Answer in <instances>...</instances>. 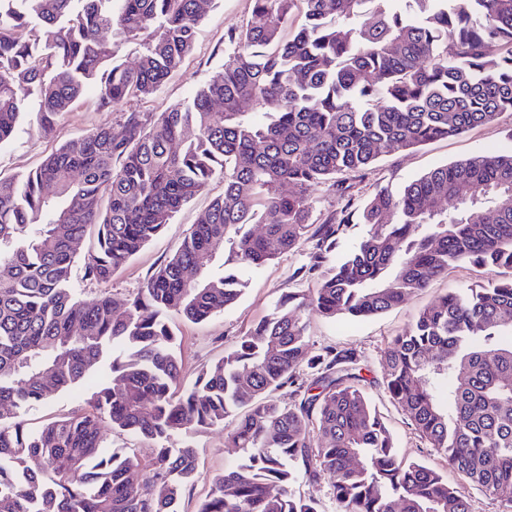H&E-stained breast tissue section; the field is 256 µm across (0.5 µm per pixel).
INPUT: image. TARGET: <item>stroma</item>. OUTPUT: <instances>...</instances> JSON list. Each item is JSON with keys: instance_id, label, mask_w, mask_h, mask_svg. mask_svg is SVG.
<instances>
[{"instance_id": "35a3bbf8", "label": "stroma", "mask_w": 512, "mask_h": 512, "mask_svg": "<svg viewBox=\"0 0 512 512\" xmlns=\"http://www.w3.org/2000/svg\"><path fill=\"white\" fill-rule=\"evenodd\" d=\"M251 18L250 0H213L199 24L194 47L181 68L173 73L160 91L151 97L127 104V111L140 114L142 119H156L161 112L189 101L207 78L220 68L231 50L228 36ZM120 111L100 106L95 89H88L71 111L58 116L51 134L42 135L20 127L14 139L0 147V176L9 178L36 169L47 156L62 144L99 127L121 134ZM512 150V112L502 113L490 124L466 133L441 139L420 148L406 151L389 150L380 156L374 167L361 179L350 181L345 192L322 186L313 193L314 224L339 222L345 205H360L376 190L398 191L405 184L438 166L462 160L483 152ZM224 194V183L216 179L183 206L171 224L138 254L112 275L107 286L85 280L82 267H75L72 280L76 296L89 300L107 290L117 303H125L141 288L145 279L180 246L184 236L209 208ZM313 250L312 241H305L295 251L281 255L272 263L246 273L248 286L229 309L214 315L202 324H193L179 316L171 321L178 337L176 353L182 361L185 382H192L198 370L223 357L241 336L263 318L270 315L280 297L288 291L309 293L312 278L298 277V269L307 264ZM488 270L462 265L437 279L429 288L414 295L403 305L384 314L359 321L330 320L316 313L306 315L310 354L328 350H351L359 359L365 379L364 390L371 402L386 419L401 457L423 465L440 468L443 460L426 448L404 416L393 406L381 385L384 373L382 360L389 341L417 316L418 312L452 288H468L490 279ZM87 388L51 395L45 403L21 411L26 430L34 431L44 424L83 411ZM184 442L198 451L197 476L179 503V512H196L208 495L212 479L225 469L236 466L242 453L224 445V430L220 427L202 429L184 435Z\"/></svg>"}]
</instances>
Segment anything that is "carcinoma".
<instances>
[{"mask_svg":"<svg viewBox=\"0 0 512 512\" xmlns=\"http://www.w3.org/2000/svg\"><path fill=\"white\" fill-rule=\"evenodd\" d=\"M210 0H0V146L47 133L95 84L118 108L155 94L191 52ZM224 65L152 125L70 140L0 178V512H177L198 453L183 433L225 426L241 462L197 512H321L290 487L329 479L339 512H470L448 473L512 512V151L438 166L361 206L365 237L335 264L339 224L311 192L343 191L388 148L411 150L512 112V0H251ZM54 28L39 43L37 28ZM110 37H103V32ZM138 46L129 66L120 48ZM216 199L119 306L105 284L215 178ZM291 191H283V187ZM448 202L453 210L442 207ZM95 229L92 251L79 244ZM313 240V294L290 292L182 385L169 318L203 323L259 269ZM224 274L210 275L217 255ZM461 263L495 278L446 293L389 343L383 386L444 470L404 460L354 353L308 356L304 314L359 320L400 306ZM88 410L29 433L20 410L79 386ZM312 370L299 380L302 364ZM292 386L284 403L275 393ZM157 443L145 476L101 423ZM37 460L34 470L29 461Z\"/></svg>","mask_w":512,"mask_h":512,"instance_id":"cac0c4a2","label":"carcinoma"}]
</instances>
